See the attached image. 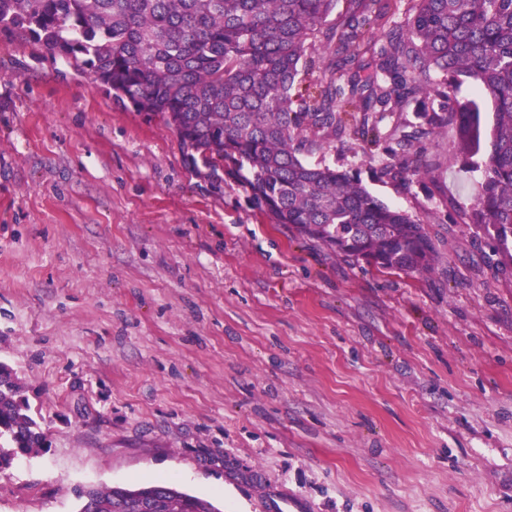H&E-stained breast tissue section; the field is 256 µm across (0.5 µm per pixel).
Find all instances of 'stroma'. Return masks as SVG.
<instances>
[{"instance_id":"stroma-1","label":"stroma","mask_w":512,"mask_h":512,"mask_svg":"<svg viewBox=\"0 0 512 512\" xmlns=\"http://www.w3.org/2000/svg\"><path fill=\"white\" fill-rule=\"evenodd\" d=\"M378 180L426 220L428 276L295 237L93 76L0 34V364L46 446L0 512L166 481L221 512H512V268L456 222L481 175Z\"/></svg>"}]
</instances>
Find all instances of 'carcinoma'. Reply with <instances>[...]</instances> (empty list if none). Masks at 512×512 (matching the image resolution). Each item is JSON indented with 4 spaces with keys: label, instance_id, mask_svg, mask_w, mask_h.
Masks as SVG:
<instances>
[{
    "label": "carcinoma",
    "instance_id": "cac0c4a2",
    "mask_svg": "<svg viewBox=\"0 0 512 512\" xmlns=\"http://www.w3.org/2000/svg\"><path fill=\"white\" fill-rule=\"evenodd\" d=\"M389 9L390 0H0V32L162 119L192 163L233 176L247 168L250 201L274 223L381 269L434 270L426 220L306 156L362 140L381 159L378 178L422 183L438 167L426 140L449 132L448 162L482 171L462 223L511 265L512 0H407L405 23L368 63L365 33ZM465 83L474 96H458ZM401 112L415 114L412 131L397 123L381 134ZM44 444L21 386L0 375V465ZM78 497L79 512H221L171 483Z\"/></svg>",
    "mask_w": 512,
    "mask_h": 512
}]
</instances>
